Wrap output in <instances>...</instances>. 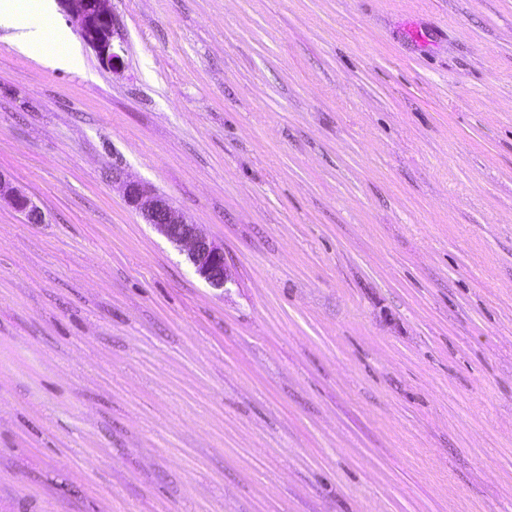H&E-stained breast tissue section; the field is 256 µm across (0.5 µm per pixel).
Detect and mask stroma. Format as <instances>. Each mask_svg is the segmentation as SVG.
<instances>
[{"label": "stroma", "instance_id": "35a3bbf8", "mask_svg": "<svg viewBox=\"0 0 512 512\" xmlns=\"http://www.w3.org/2000/svg\"><path fill=\"white\" fill-rule=\"evenodd\" d=\"M112 10L0 29V512H512V0ZM0 29L20 51L49 65L77 70L82 63L80 44L57 21L56 0H1ZM74 6L81 38L91 46L101 61L118 69L122 59L113 51L115 18L112 0H61ZM6 203L31 224H41L44 214L36 202L0 172V204ZM124 197L129 206L138 211L147 224L186 254L195 272L211 288H224L229 275L224 259V247L203 235L197 224L175 208L165 195L136 181L124 183Z\"/></svg>", "mask_w": 512, "mask_h": 512}]
</instances>
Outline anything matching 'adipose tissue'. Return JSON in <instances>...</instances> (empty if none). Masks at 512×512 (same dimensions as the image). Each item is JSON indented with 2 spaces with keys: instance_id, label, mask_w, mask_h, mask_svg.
<instances>
[{
  "instance_id": "obj_1",
  "label": "adipose tissue",
  "mask_w": 512,
  "mask_h": 512,
  "mask_svg": "<svg viewBox=\"0 0 512 512\" xmlns=\"http://www.w3.org/2000/svg\"><path fill=\"white\" fill-rule=\"evenodd\" d=\"M0 29L20 51L49 65L75 70L82 63L79 43L57 21L56 0H0Z\"/></svg>"
}]
</instances>
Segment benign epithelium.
Here are the masks:
<instances>
[{"label":"benign epithelium","instance_id":"obj_1","mask_svg":"<svg viewBox=\"0 0 512 512\" xmlns=\"http://www.w3.org/2000/svg\"><path fill=\"white\" fill-rule=\"evenodd\" d=\"M74 6L81 38L91 46L101 61L111 69L122 65V59L113 51L115 18L112 0H63ZM124 197L129 206L171 243L186 254L195 272L216 289L226 286L229 275L224 259V247L203 235L197 225L175 208L165 195L136 181L124 183ZM5 203L24 215L31 224L44 221V214L36 202L0 173V204Z\"/></svg>","mask_w":512,"mask_h":512}]
</instances>
